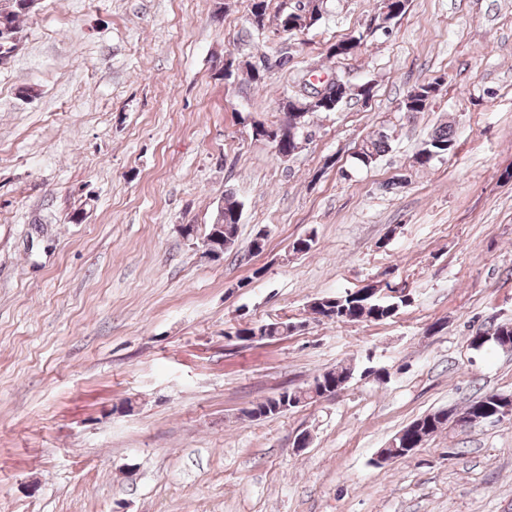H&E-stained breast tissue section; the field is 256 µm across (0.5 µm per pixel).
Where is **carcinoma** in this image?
<instances>
[{
  "label": "carcinoma",
  "mask_w": 512,
  "mask_h": 512,
  "mask_svg": "<svg viewBox=\"0 0 512 512\" xmlns=\"http://www.w3.org/2000/svg\"><path fill=\"white\" fill-rule=\"evenodd\" d=\"M29 13L26 0H9L7 8L0 9V68L11 64L23 45V28L21 19ZM268 17V0H251L250 25L257 33H264ZM301 16L294 11H284L279 18L280 32L286 36H292L298 32L310 30L325 21V15L318 16L309 25L298 23ZM455 146V134L452 128L442 126L436 129L426 140L424 146L418 150L415 156L416 163L426 166L437 157L450 153ZM389 148V135L384 131H378L365 139L361 144L359 156L355 157L358 165L369 167L374 164ZM239 203L231 195L224 197V229L220 235L224 237L225 246L232 248L238 237ZM373 287L368 283L355 291H347L342 295L327 296L317 299L313 306L316 314L336 322H380L394 316L399 305L407 304L404 298L399 302L374 300L365 298L361 293ZM292 332L288 322H270L254 327H248L236 332L238 336L258 337L261 340H273ZM493 341L501 347H512V326L502 324L489 333L488 337L476 335L471 339V346L480 349L487 341ZM355 368L352 366H338L326 370L314 377L315 385H309L295 391H284L276 396L268 397L263 401L253 404L243 411V415L249 419L259 420L268 416L281 414L292 408L288 402L294 395L302 404L320 401L324 397L331 396L346 386V381L352 377ZM508 396L491 391L470 401L461 409V413L448 416V411L439 410L429 413L414 420L409 425L399 430L391 439L389 446L381 449L386 458L400 454L404 448H417L425 440L448 427L452 421L460 427H475L487 422L484 412L490 408L502 406V401Z\"/></svg>",
  "instance_id": "carcinoma-1"
}]
</instances>
